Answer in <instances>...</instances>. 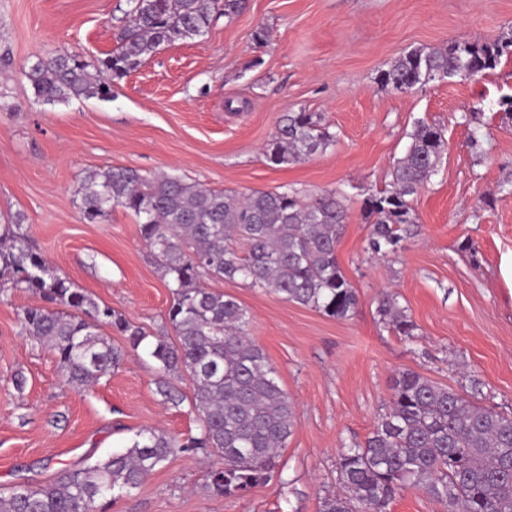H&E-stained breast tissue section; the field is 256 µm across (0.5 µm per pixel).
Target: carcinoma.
<instances>
[{
    "label": "carcinoma",
    "mask_w": 512,
    "mask_h": 512,
    "mask_svg": "<svg viewBox=\"0 0 512 512\" xmlns=\"http://www.w3.org/2000/svg\"><path fill=\"white\" fill-rule=\"evenodd\" d=\"M118 46L100 66L74 53L39 59L23 75L35 98L45 103L112 98V82L137 70L158 48L201 37L214 13L231 19L244 0H131ZM512 38L411 49L379 75L400 93L431 81L469 78L497 67ZM411 142L390 170V188L365 201L373 219L369 246L377 254L396 251L400 226L416 223L411 201L437 171L445 152L442 130L419 121ZM335 136L309 112L285 118L268 141L271 166L299 163L322 153ZM80 210L89 223L109 219L112 210L131 212L157 269L172 293L166 322L178 336L170 344L149 334L112 308L100 306L72 282L54 273L29 244L21 219L0 224V279L38 294L43 307L18 315L22 333L55 354L65 381L78 388L96 383L120 365L124 352L101 327L127 336L130 347L145 348L166 374L187 373L194 384L193 408L201 431L179 440L160 429L138 432L130 444L95 463L66 469L61 477L32 488L0 494V512H94L106 493L137 489L148 475L181 449H202L218 457L211 483L226 496H242L266 482L278 450L295 425V406L275 371L249 334L246 310L231 296L205 287L202 279L241 280L284 300L336 319L355 313L356 288L344 275L337 245L348 218L342 195L328 191L309 202L289 192L215 191L165 174L146 176L129 167L88 172L80 183ZM382 320L399 336L415 326L397 298L380 300ZM390 400L364 444L340 454L342 492L320 501L319 512H386L396 494L423 491L444 512H512V415L479 406L455 389L410 370L390 380Z\"/></svg>",
    "instance_id": "obj_1"
}]
</instances>
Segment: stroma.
<instances>
[{"instance_id":"1","label":"stroma","mask_w":512,"mask_h":512,"mask_svg":"<svg viewBox=\"0 0 512 512\" xmlns=\"http://www.w3.org/2000/svg\"><path fill=\"white\" fill-rule=\"evenodd\" d=\"M129 8V0H0V217L21 214L57 274L174 344L165 323L172 295L133 217L117 207L106 222L83 220L77 191L87 171L123 166L305 201L333 189L348 210L338 260L359 304L337 320L239 280H207L246 309L252 338L295 404L294 432L271 478L246 495L217 493L213 458L180 451L97 512H319L341 490L342 448L367 440L399 370L512 415V116L497 108L512 97V55L484 75L409 93L379 81L409 49L512 32V0H247L234 18L215 15L205 36L162 47L114 83L111 100L38 102L23 69L62 51L99 63L116 49ZM260 27L267 43L253 38ZM300 111L321 115L335 144L269 166L266 143L284 115ZM419 119L443 129L442 164L412 199L416 224L396 252L378 255L364 201L386 188ZM386 294L407 310L413 337L383 322ZM41 303L0 281V493L52 482L144 429L199 433L192 380L162 374L115 330L112 345L126 351L119 368L91 387L68 385L55 355L21 332L19 313ZM166 385L175 400L162 394Z\"/></svg>"}]
</instances>
